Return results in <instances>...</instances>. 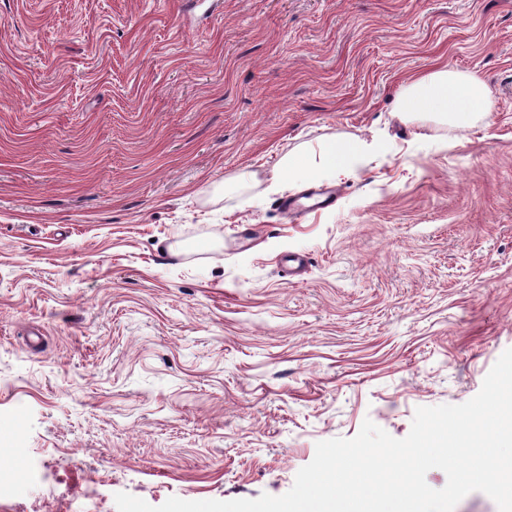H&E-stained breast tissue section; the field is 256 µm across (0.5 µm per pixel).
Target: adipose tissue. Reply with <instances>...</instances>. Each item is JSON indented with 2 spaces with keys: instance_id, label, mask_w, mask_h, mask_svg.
<instances>
[{
  "instance_id": "obj_1",
  "label": "adipose tissue",
  "mask_w": 512,
  "mask_h": 512,
  "mask_svg": "<svg viewBox=\"0 0 512 512\" xmlns=\"http://www.w3.org/2000/svg\"><path fill=\"white\" fill-rule=\"evenodd\" d=\"M399 115L416 112L434 115L449 125L465 129L488 118L495 110V98L485 80L476 72L459 71L448 66H437L404 84L396 101ZM361 141L351 142L339 149L327 144L321 147L318 163L303 157H286L272 169V188L299 181L304 174L321 178L335 177L344 169L353 154L365 150Z\"/></svg>"
}]
</instances>
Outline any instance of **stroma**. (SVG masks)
Segmentation results:
<instances>
[{"label": "stroma", "instance_id": "1", "mask_svg": "<svg viewBox=\"0 0 512 512\" xmlns=\"http://www.w3.org/2000/svg\"><path fill=\"white\" fill-rule=\"evenodd\" d=\"M437 64L488 122L397 114ZM355 139L285 218L273 165ZM509 348L512 0H0V412L41 463L0 512L280 496ZM320 198L314 200L310 206L297 203L294 200H287L282 204V210L285 215L306 214L311 209H328L336 204V196L332 191L321 194Z\"/></svg>", "mask_w": 512, "mask_h": 512}]
</instances>
